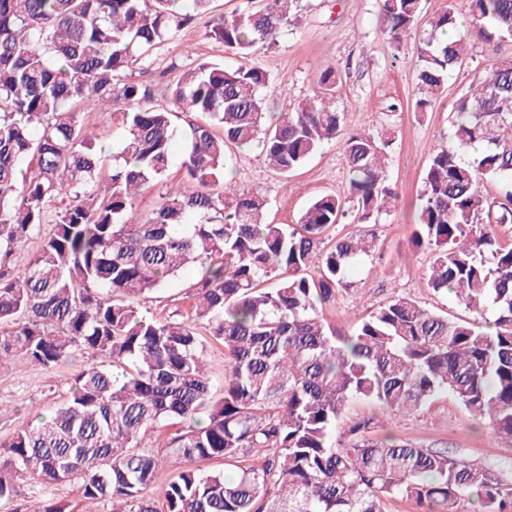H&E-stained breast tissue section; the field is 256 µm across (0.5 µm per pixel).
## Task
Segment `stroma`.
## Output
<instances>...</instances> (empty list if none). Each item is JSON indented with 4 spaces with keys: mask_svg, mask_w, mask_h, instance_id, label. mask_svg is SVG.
Instances as JSON below:
<instances>
[{
    "mask_svg": "<svg viewBox=\"0 0 512 512\" xmlns=\"http://www.w3.org/2000/svg\"><path fill=\"white\" fill-rule=\"evenodd\" d=\"M377 0H303L291 15L275 46L243 58V65H257L271 77L266 88L267 106L274 114L290 112L297 104L318 94L317 67H332L340 79L332 92L338 111L347 112L351 127L377 135L392 129L395 139L388 152L385 174L400 194V204L382 215L374 227L382 257L363 262L352 272L351 288L322 312L326 322L345 324L354 330L369 311L386 299L406 295L431 310L468 318L454 297L435 294L427 284L431 254L411 243L414 230L413 200L433 148L450 132L457 98L483 71L488 54L475 44L472 57L448 78L443 99L424 116H415L411 104L419 94L415 78L417 43L407 40L394 48L378 26ZM202 23L178 31L156 53L152 75L172 82L188 67L203 61H228L221 44L204 35ZM187 144L174 138L167 176L146 186L136 200L147 213L169 187L191 193L196 189L181 167ZM231 165L234 182L244 192L264 194L270 224L296 223L307 203L321 193L342 192L347 168L340 142L325 143L299 169L281 175L268 168L258 149L234 150ZM195 270L183 271L166 288L144 300L151 313L183 320L191 316L195 302ZM85 354L74 352L55 369L16 363L0 368V442L31 423L48 416L68 397L74 375L83 369ZM371 419L372 437L392 435L425 448H444L450 454L489 466L503 480L512 481V437L494 435L488 420L471 415L453 397L442 395L429 406L400 413L373 402H352L344 421ZM53 499L67 503L71 512H83L86 504L78 481L54 485L28 483L24 494L0 502V512H27L36 502Z\"/></svg>",
    "mask_w": 512,
    "mask_h": 512,
    "instance_id": "obj_1",
    "label": "stroma"
}]
</instances>
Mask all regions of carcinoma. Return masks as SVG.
<instances>
[{
  "label": "carcinoma",
  "instance_id": "obj_1",
  "mask_svg": "<svg viewBox=\"0 0 512 512\" xmlns=\"http://www.w3.org/2000/svg\"><path fill=\"white\" fill-rule=\"evenodd\" d=\"M232 19L213 0H0V366L52 369L79 350L89 364L54 413L0 443V501L33 479L78 480L85 501L113 512H386L401 497L417 512H512V484L445 450L369 436L371 421L338 424L350 402L415 411L441 394L512 436V58L497 59L455 102L453 131L428 157L413 244L431 251L428 286L493 322L452 319L396 295L352 332L320 318L351 287L350 268L381 257L366 231L329 238L350 220L371 224L398 199L385 180L392 138L353 129L332 98H309L265 119L257 66L201 63L162 91L125 70L200 20L225 52L269 46L300 0H259ZM396 44L418 36L423 115L448 73L480 41L494 56L512 40V0H378ZM167 103H155L157 95ZM94 107L121 133L112 163L76 108ZM182 113L200 122L177 127ZM222 129V136L212 127ZM196 192L171 190L148 215L134 197L162 179L171 143ZM340 140L343 192L315 197L295 225L267 224L266 198L233 185L225 146L257 145L288 174ZM493 182L495 204L481 184ZM52 225L16 273L14 251ZM188 267L198 279L191 317L176 321L141 301ZM224 345L222 396L204 368L207 338ZM182 424L159 458L139 447L167 421ZM220 458L240 474L194 467ZM175 477L148 498L158 467Z\"/></svg>",
  "mask_w": 512,
  "mask_h": 512
}]
</instances>
